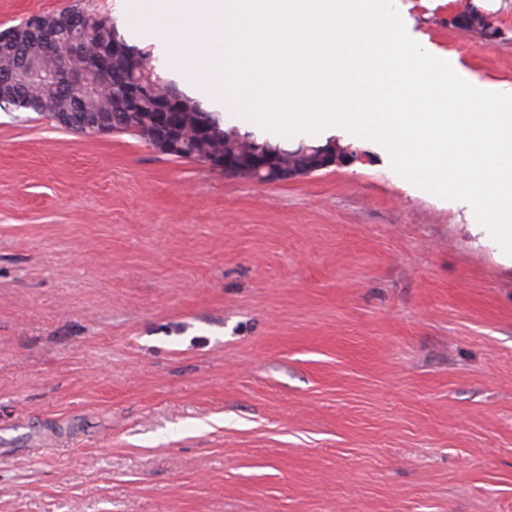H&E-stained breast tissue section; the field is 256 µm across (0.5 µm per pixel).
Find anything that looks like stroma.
I'll list each match as a JSON object with an SVG mask.
<instances>
[{"label":"stroma","mask_w":512,"mask_h":512,"mask_svg":"<svg viewBox=\"0 0 512 512\" xmlns=\"http://www.w3.org/2000/svg\"><path fill=\"white\" fill-rule=\"evenodd\" d=\"M75 0H0V30ZM204 106L222 103L86 0ZM498 31L449 24L466 3ZM512 85V0H391ZM290 182L0 109V512H512V269L379 144Z\"/></svg>","instance_id":"obj_1"}]
</instances>
